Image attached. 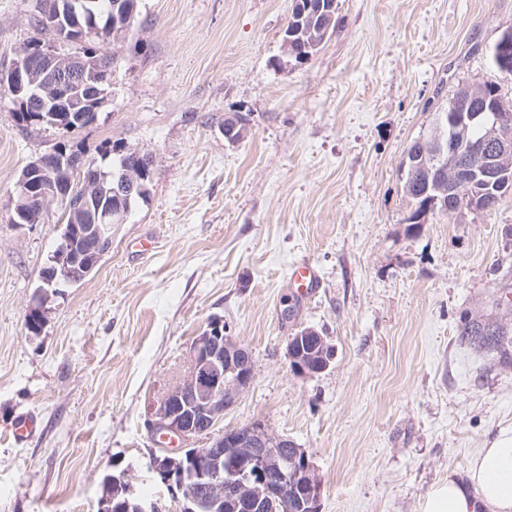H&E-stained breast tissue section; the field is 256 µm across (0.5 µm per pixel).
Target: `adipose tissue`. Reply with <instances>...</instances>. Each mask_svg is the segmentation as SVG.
<instances>
[{"label":"adipose tissue","instance_id":"adipose-tissue-1","mask_svg":"<svg viewBox=\"0 0 512 512\" xmlns=\"http://www.w3.org/2000/svg\"><path fill=\"white\" fill-rule=\"evenodd\" d=\"M426 512H512V432H502L471 460L465 476L449 474Z\"/></svg>","mask_w":512,"mask_h":512}]
</instances>
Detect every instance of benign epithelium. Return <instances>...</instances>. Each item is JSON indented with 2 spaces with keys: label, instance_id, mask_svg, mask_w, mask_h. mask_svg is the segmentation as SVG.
I'll list each match as a JSON object with an SVG mask.
<instances>
[{
  "label": "benign epithelium",
  "instance_id": "7a95c632",
  "mask_svg": "<svg viewBox=\"0 0 512 512\" xmlns=\"http://www.w3.org/2000/svg\"><path fill=\"white\" fill-rule=\"evenodd\" d=\"M112 40L93 31L77 43L83 49L62 51L59 43L37 38L25 42L12 64L0 72L3 90L14 109L34 112L32 122L69 131L83 121L65 101L72 90L85 83L111 85L112 66L119 60V49L112 59L97 56L98 41ZM481 88L465 86L448 100V113L456 126L479 129V135L457 141L442 138L422 144L421 151L403 160V166L420 169L427 176L424 193L427 211L448 208V191L437 176L445 171L444 158L460 159L459 168L468 167L484 182L492 184L503 174L498 160L512 154V108L505 102L488 111L468 112L466 100ZM248 133L247 124L234 121L224 128V138L238 143ZM89 162L82 156L59 155L52 151L33 160L21 173L14 205L27 214L42 213L48 191L33 186L38 175L46 184L66 190V214L76 223L92 214L95 187L84 176ZM142 171L123 164L114 175L109 208L102 223L85 225V233L95 247L112 243V224H123L127 211L122 201L142 190ZM58 267L45 278L52 286L58 274L74 277L80 270L67 260L69 247L60 245ZM287 357L298 376L311 377L326 371L334 358V348L327 337L313 328H305L289 338ZM254 358L248 349L224 335V321L214 319L196 336L189 348V367L179 383L167 388L148 406L145 426L153 437L174 439L178 448L162 446L152 452L150 468L179 504V512H224V501L233 500L240 512H262L273 499H283V512H294L285 493L295 494L296 503L306 512H319L322 483L307 452L285 437L273 433L261 421L226 428L214 434L218 420L234 406L240 394L252 383ZM206 438L210 445L197 447ZM112 497L100 501L99 512H162L153 501L139 497L125 474H108Z\"/></svg>",
  "mask_w": 512,
  "mask_h": 512
}]
</instances>
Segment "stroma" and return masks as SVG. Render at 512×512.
Wrapping results in <instances>:
<instances>
[{
  "label": "stroma",
  "mask_w": 512,
  "mask_h": 512,
  "mask_svg": "<svg viewBox=\"0 0 512 512\" xmlns=\"http://www.w3.org/2000/svg\"><path fill=\"white\" fill-rule=\"evenodd\" d=\"M292 0H141L97 121L25 130L0 112V512H98L102 479L170 505L149 467L147 406L224 321L254 379L218 422L253 420L311 457L320 512H425L512 429V358L461 340L465 322L512 347V195L489 211L406 218L400 164L460 85L512 76L488 51L512 0H338L303 62L284 57ZM31 0H0V67L32 37ZM249 123L225 140V117ZM122 141L154 159L149 195L97 272L42 293L65 215L8 216L22 169L66 143L93 158ZM321 286L303 296L288 266ZM313 328L330 367L294 375L291 336ZM37 418L27 441L10 430ZM289 282L297 291L311 295L319 288L320 279L315 267L306 259L295 262L289 274Z\"/></svg>",
  "instance_id": "1"
}]
</instances>
